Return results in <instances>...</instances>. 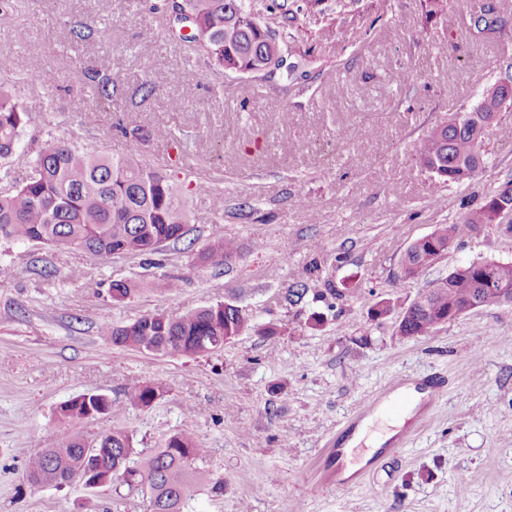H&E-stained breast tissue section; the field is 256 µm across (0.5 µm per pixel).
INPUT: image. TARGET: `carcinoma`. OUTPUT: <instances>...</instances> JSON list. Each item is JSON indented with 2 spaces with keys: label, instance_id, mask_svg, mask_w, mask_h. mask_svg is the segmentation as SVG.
<instances>
[{
  "label": "carcinoma",
  "instance_id": "obj_1",
  "mask_svg": "<svg viewBox=\"0 0 512 512\" xmlns=\"http://www.w3.org/2000/svg\"><path fill=\"white\" fill-rule=\"evenodd\" d=\"M426 2L427 14L453 33L465 0ZM138 4L189 28L182 39L213 65L253 84L257 91L277 76L284 80L285 92L310 76L309 54L279 37L274 23L252 16L245 0H166L161 5L138 0ZM69 32L76 42L104 43L111 30L102 21L76 19ZM292 55L296 61L278 68L280 59ZM86 84L99 100L110 101L118 95L117 78L97 68L87 69ZM484 103L479 98L470 109L448 115L414 142V155L429 173L434 190L463 184L484 167L490 153V129L512 116V104L485 112ZM124 112L119 130L130 141L124 155L89 151L53 135L41 142L30 172L0 192V240L81 251L98 263L124 255L151 262L163 247L187 235L191 219L186 195L204 191V185L192 178L191 166L184 162L172 169L147 165L142 147L162 138L170 140L173 133L141 124L132 118L133 108ZM27 117L9 85L0 82V169L6 175ZM503 203L512 204V180L500 185L460 222L440 225L407 247L402 261L410 264L408 277H418L427 267L425 259L435 255L436 249L448 248L480 224L496 223ZM237 251L234 241L221 239L198 253L197 261L206 267H224ZM502 284L512 285V263L472 262L418 293L398 316L396 332L404 338L427 336L451 310L472 304L484 290ZM252 331L274 336L279 327L256 324L241 307L220 302L178 317L155 310L129 323L107 322L99 333L117 346L193 357L221 350ZM156 397L155 388L149 385L131 389L123 402L105 393L87 392L63 403L57 416L68 425L87 422L90 413L97 411L114 422L128 407H148ZM92 445L100 448L95 474L98 486L116 482L147 492L149 512H185L193 488L202 480L195 466L198 448L192 436L173 434L162 447L143 454L135 451L132 436L116 425L94 438L66 430L54 446L28 457L27 479L51 484L84 475L85 450Z\"/></svg>",
  "mask_w": 512,
  "mask_h": 512
}]
</instances>
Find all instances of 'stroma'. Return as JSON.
I'll return each instance as SVG.
<instances>
[{
    "instance_id": "stroma-1",
    "label": "stroma",
    "mask_w": 512,
    "mask_h": 512,
    "mask_svg": "<svg viewBox=\"0 0 512 512\" xmlns=\"http://www.w3.org/2000/svg\"><path fill=\"white\" fill-rule=\"evenodd\" d=\"M288 6L294 17L283 35L316 65L305 92L288 100L211 66L135 0H13L0 14V81L14 85L30 113L10 179L27 175L50 134L125 152L116 125L134 102L140 122L174 135L146 148L144 160L161 168L184 159L223 190L225 209L217 215L207 196H192L190 233L166 246L157 265L139 256L100 265L78 251L0 242V265L13 269L0 279V512H148L143 493L124 486L56 488L25 476L28 455L62 434L63 402L85 392L121 400L137 385L159 396L118 421L136 450L176 433L196 441L204 479L187 512H512V308L478 309L408 339L397 335L394 316L371 318L377 301L402 310L455 267L512 263L507 211L418 278L395 280L411 243L512 180V119L491 130L484 168L443 189L437 207L411 151L419 134L468 110L512 71V40L473 35L465 18L446 33L420 0ZM86 17L108 23L109 41L70 38L66 20ZM19 55L51 68L54 82L16 76ZM87 64L117 75L121 95L90 97ZM189 67L198 83L180 81ZM148 77L158 89L144 100L137 89ZM174 100L180 111L171 110ZM360 131L375 137L357 151L351 141ZM299 193L315 200V213L295 206ZM242 202L250 218L233 217ZM217 239L234 240L238 256L221 269L195 264ZM42 266L52 277L39 274ZM171 278L180 283L173 293L163 288ZM114 281L139 291L113 301ZM297 283L311 293L292 305L285 293ZM334 288L343 298L331 296ZM224 301L280 333H249L199 358L116 346L98 334L105 321L157 309L176 317ZM315 312L321 325L310 322ZM427 372L448 379L441 402L359 485L337 491L327 451L337 429L366 398Z\"/></svg>"
}]
</instances>
